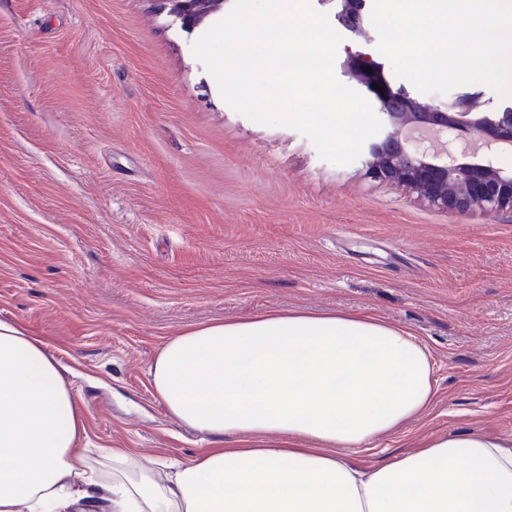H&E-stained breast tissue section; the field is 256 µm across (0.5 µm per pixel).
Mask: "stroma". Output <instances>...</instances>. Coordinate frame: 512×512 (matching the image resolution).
Segmentation results:
<instances>
[{"label":"stroma","instance_id":"1","mask_svg":"<svg viewBox=\"0 0 512 512\" xmlns=\"http://www.w3.org/2000/svg\"><path fill=\"white\" fill-rule=\"evenodd\" d=\"M156 0H0V320L71 382L93 465L206 440L150 382L179 330L270 309L366 312L430 352L437 396L359 451L512 438V215L445 212L323 160L222 98Z\"/></svg>","mask_w":512,"mask_h":512}]
</instances>
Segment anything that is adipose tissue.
<instances>
[{
  "label": "adipose tissue",
  "mask_w": 512,
  "mask_h": 512,
  "mask_svg": "<svg viewBox=\"0 0 512 512\" xmlns=\"http://www.w3.org/2000/svg\"><path fill=\"white\" fill-rule=\"evenodd\" d=\"M153 389L210 446L166 481L126 448L92 467L71 386L43 342L0 321V512H512V445L442 435L378 467L355 460L428 410V350L368 313L270 312L180 331Z\"/></svg>",
  "instance_id": "adipose-tissue-1"
}]
</instances>
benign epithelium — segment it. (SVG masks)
<instances>
[{"instance_id": "1", "label": "benign epithelium", "mask_w": 512, "mask_h": 512, "mask_svg": "<svg viewBox=\"0 0 512 512\" xmlns=\"http://www.w3.org/2000/svg\"><path fill=\"white\" fill-rule=\"evenodd\" d=\"M159 9L191 31L224 10L228 0H157ZM335 4L337 24L362 41L367 0H325ZM350 80L373 97L379 133L363 145L365 175L396 183L438 210L512 214V169L496 166L492 148H512V104L477 112L471 96L434 103L404 85L394 86L378 63L360 50L348 51ZM379 89H374L373 85Z\"/></svg>"}]
</instances>
